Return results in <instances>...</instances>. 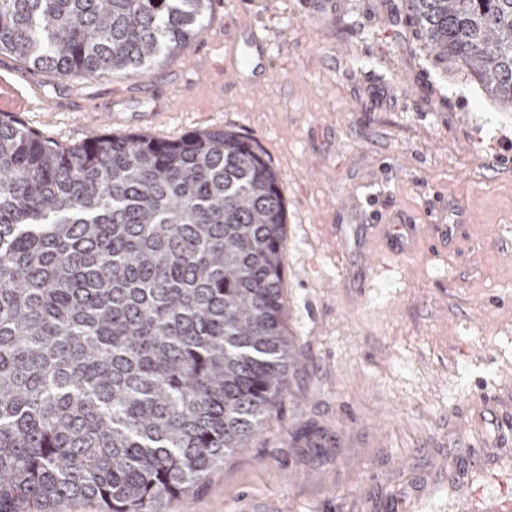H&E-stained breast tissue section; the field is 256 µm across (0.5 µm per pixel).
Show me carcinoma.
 <instances>
[{
    "label": "carcinoma",
    "mask_w": 512,
    "mask_h": 512,
    "mask_svg": "<svg viewBox=\"0 0 512 512\" xmlns=\"http://www.w3.org/2000/svg\"><path fill=\"white\" fill-rule=\"evenodd\" d=\"M213 0H0V53L140 78ZM419 40L512 109V0H405ZM286 207L232 131L63 148L0 117V512H165L287 390Z\"/></svg>",
    "instance_id": "carcinoma-1"
}]
</instances>
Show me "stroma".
<instances>
[{
    "label": "stroma",
    "instance_id": "stroma-1",
    "mask_svg": "<svg viewBox=\"0 0 512 512\" xmlns=\"http://www.w3.org/2000/svg\"><path fill=\"white\" fill-rule=\"evenodd\" d=\"M215 0L144 77H59L0 55V115L44 139L231 130L281 180L293 345L272 423L166 512H485L512 501V112L435 62L403 0ZM271 40L255 89L225 47ZM475 224L430 247L434 214ZM418 225L390 270L387 225Z\"/></svg>",
    "mask_w": 512,
    "mask_h": 512
}]
</instances>
